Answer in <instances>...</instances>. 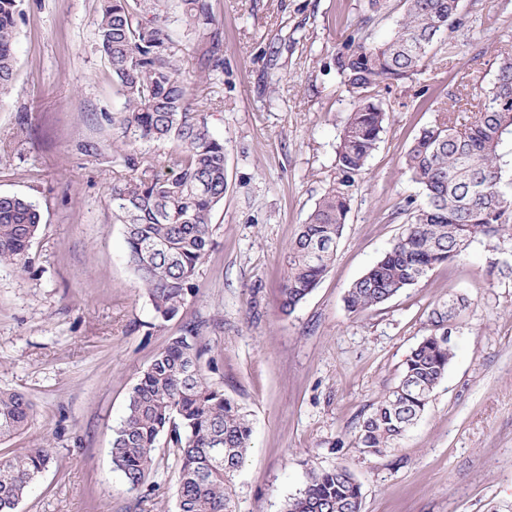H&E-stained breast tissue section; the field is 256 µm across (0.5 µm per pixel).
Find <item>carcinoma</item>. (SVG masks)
Listing matches in <instances>:
<instances>
[{"label": "carcinoma", "mask_w": 512, "mask_h": 512, "mask_svg": "<svg viewBox=\"0 0 512 512\" xmlns=\"http://www.w3.org/2000/svg\"><path fill=\"white\" fill-rule=\"evenodd\" d=\"M23 0H0V103L16 76L15 37ZM162 0H100L96 42L113 78L124 175L112 185V222L124 226L127 257L155 317L169 321L212 246L211 221L227 190L224 142L209 129L191 92L168 31ZM403 13L380 43L350 41L333 56L350 100L336 151L339 176L316 203L285 253L280 307L292 312L317 287L336 258L351 201L388 120L386 95L430 65L435 44L448 56L446 36L462 24L461 0H401ZM179 20L212 41L204 62L224 70L216 54L221 20L210 0H179ZM494 81L481 92L458 84L440 108L442 122L414 137L405 165L423 199L406 201L402 232L347 290L350 313L382 305L436 266L464 258L478 241L498 254L512 247V42L497 49ZM173 144L163 163L139 149ZM41 213L27 197L0 195V264L23 266ZM459 300L432 310V332L404 362L399 384L359 426V447L381 454L396 447L444 380L454 357L448 321ZM210 347L189 325L169 339L131 388L126 413L112 438L113 464L127 490L139 492L159 444L175 450L178 512H233V479L250 447L252 427L242 408L210 384L201 363ZM31 417L24 395L0 390V442L21 434ZM52 458V446L0 459V512H17ZM361 486L344 467L311 471L285 512H361Z\"/></svg>", "instance_id": "obj_1"}]
</instances>
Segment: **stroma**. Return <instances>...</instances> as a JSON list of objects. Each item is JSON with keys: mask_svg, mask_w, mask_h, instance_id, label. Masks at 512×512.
Wrapping results in <instances>:
<instances>
[{"mask_svg": "<svg viewBox=\"0 0 512 512\" xmlns=\"http://www.w3.org/2000/svg\"><path fill=\"white\" fill-rule=\"evenodd\" d=\"M223 74L200 78L209 42L170 33L193 94L223 140L228 188L212 214V247L180 313L157 320L127 258L109 197L112 72L96 45L98 0H24L17 76L0 101V195L36 203L42 224L18 270L0 266V389L33 413L0 457L49 441L53 459L18 512H178L172 449L158 448L144 491L112 462L114 431L141 372L170 337L198 325L205 375L248 415L250 448L234 512H283L311 471L347 467L362 512H512V274L489 270L482 244L385 304L359 314L344 294L402 230L422 191L404 169L420 129L459 82L495 78L493 47L512 37V0H462L455 57L437 52L389 96V120L351 202L336 260L290 315L279 307L289 241L335 183L349 99L330 65L351 38L388 37L398 12L367 0H211ZM95 154H87V147ZM455 357L418 423L377 456L357 431L395 387L429 314L448 296Z\"/></svg>", "mask_w": 512, "mask_h": 512, "instance_id": "obj_1", "label": "stroma"}]
</instances>
